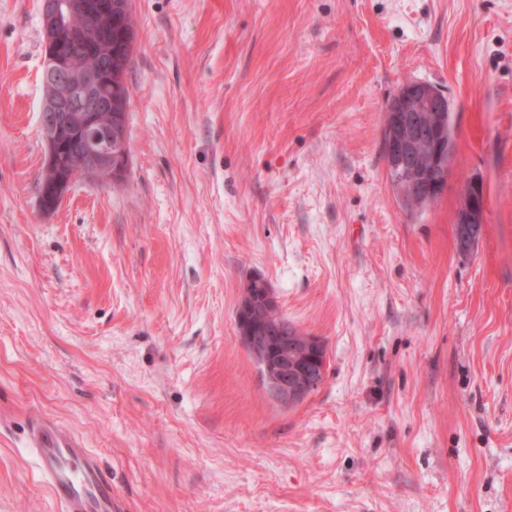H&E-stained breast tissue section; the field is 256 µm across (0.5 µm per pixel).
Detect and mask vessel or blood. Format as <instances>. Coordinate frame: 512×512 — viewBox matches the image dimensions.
I'll return each instance as SVG.
<instances>
[{"instance_id": "b4317fda", "label": "vessel or blood", "mask_w": 512, "mask_h": 512, "mask_svg": "<svg viewBox=\"0 0 512 512\" xmlns=\"http://www.w3.org/2000/svg\"><path fill=\"white\" fill-rule=\"evenodd\" d=\"M30 442L41 465V480L61 512H122L111 480L79 437L38 416L32 421Z\"/></svg>"}]
</instances>
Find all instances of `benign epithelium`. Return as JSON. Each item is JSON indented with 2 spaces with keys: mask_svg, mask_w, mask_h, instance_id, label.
<instances>
[{
  "mask_svg": "<svg viewBox=\"0 0 512 512\" xmlns=\"http://www.w3.org/2000/svg\"><path fill=\"white\" fill-rule=\"evenodd\" d=\"M113 0H40L46 37L40 130L46 144L40 209H57L78 181L111 184L129 168L126 99L112 88V35L126 38ZM91 57L93 67L79 60ZM448 94L425 82L406 84L384 113L386 167L395 174L400 203L423 209L447 189L453 151ZM486 200L478 183L467 186L454 225L457 248L471 254L483 235ZM243 345L258 359L271 397L293 406L323 383L326 350L317 336L299 342L272 289L244 294L238 309Z\"/></svg>",
  "mask_w": 512,
  "mask_h": 512,
  "instance_id": "obj_1",
  "label": "benign epithelium"
}]
</instances>
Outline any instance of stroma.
<instances>
[{
	"instance_id": "obj_1",
	"label": "stroma",
	"mask_w": 512,
	"mask_h": 512,
	"mask_svg": "<svg viewBox=\"0 0 512 512\" xmlns=\"http://www.w3.org/2000/svg\"><path fill=\"white\" fill-rule=\"evenodd\" d=\"M39 6L0 0V512H60L38 414L124 512H512V0H132L128 174L48 215ZM411 80L454 125L413 216L383 158ZM255 276L326 347L294 406L239 339ZM464 189L454 225V237L461 254L470 255L483 235L486 200L483 188L471 183Z\"/></svg>"
}]
</instances>
